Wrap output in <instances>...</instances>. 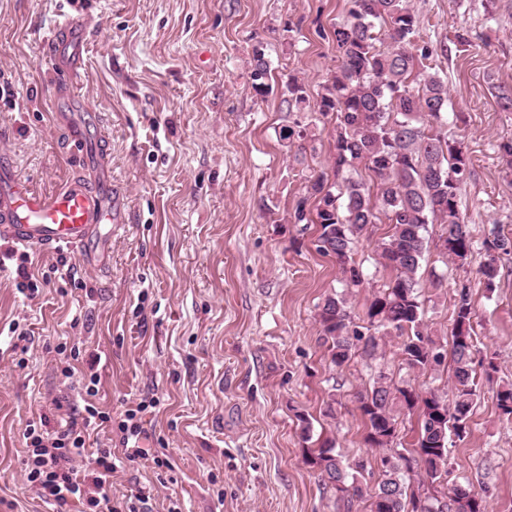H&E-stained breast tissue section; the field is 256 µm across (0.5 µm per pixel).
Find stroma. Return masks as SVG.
<instances>
[{
	"label": "stroma",
	"instance_id": "35a3bbf8",
	"mask_svg": "<svg viewBox=\"0 0 512 512\" xmlns=\"http://www.w3.org/2000/svg\"><path fill=\"white\" fill-rule=\"evenodd\" d=\"M421 37L437 49L448 83V136L462 141L469 173L459 205L475 243L468 264L445 262L441 225L425 234L419 272L427 331L451 348L452 298L468 285L476 361L493 359L464 439H450L451 478L485 488L487 512H512V423L496 393L512 384V255L494 289L479 272L492 232L512 236V176L499 151L512 112L492 85L512 87V0H409ZM350 0H0V154L20 177L50 193L78 175L71 135L55 125L56 90L45 37L62 15L89 19L76 86L86 103L93 151L123 197L124 224L107 265L78 252L30 249L33 269L66 260L70 277L20 292L0 272V512H53L23 482L24 430L58 425L82 407V384L60 374L59 341L100 355L97 387L120 421L127 406L153 402L147 447L168 467L126 465L112 496L150 494L149 512H337L302 458L297 413L335 439L376 484L382 465L365 447L355 396L377 371L417 391L450 390V362L422 375L383 336V360L331 365L317 313L331 291L347 292L355 322L390 272L376 245L389 225L370 226L353 253L363 281L345 287L315 246L317 227L289 217L324 168L329 129L318 113L286 111L279 89L302 80L317 101L336 52L326 38ZM470 44L458 51L456 36ZM263 46L272 93L251 88L252 49ZM24 349L26 365L15 362ZM335 400L334 417L323 414Z\"/></svg>",
	"mask_w": 512,
	"mask_h": 512
}]
</instances>
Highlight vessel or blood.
<instances>
[{
  "instance_id": "vessel-or-blood-1",
  "label": "vessel or blood",
  "mask_w": 512,
  "mask_h": 512,
  "mask_svg": "<svg viewBox=\"0 0 512 512\" xmlns=\"http://www.w3.org/2000/svg\"><path fill=\"white\" fill-rule=\"evenodd\" d=\"M87 35L82 16L67 15L55 24L46 51L56 85L70 86L79 75ZM59 118L72 130L74 153L95 182L77 177L45 194L21 179L10 160L0 158V238L23 248H76L88 265L102 267L112 227L124 218L107 169L88 149L79 114L63 112Z\"/></svg>"
}]
</instances>
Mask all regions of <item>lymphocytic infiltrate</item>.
Here are the masks:
<instances>
[{
  "mask_svg": "<svg viewBox=\"0 0 512 512\" xmlns=\"http://www.w3.org/2000/svg\"><path fill=\"white\" fill-rule=\"evenodd\" d=\"M112 414L86 404L81 418L71 419L62 428L49 427L47 420L29 422L24 437L27 458L24 481L45 503L64 508L75 507L76 512H140L147 505L148 496L136 501L112 499V475L119 463L134 464L151 459L149 449L140 445L147 436L139 409L130 408L119 427L125 444L122 456L111 449H88L86 434L89 428H108Z\"/></svg>",
  "mask_w": 512,
  "mask_h": 512,
  "instance_id": "obj_1",
  "label": "lymphocytic infiltrate"
}]
</instances>
